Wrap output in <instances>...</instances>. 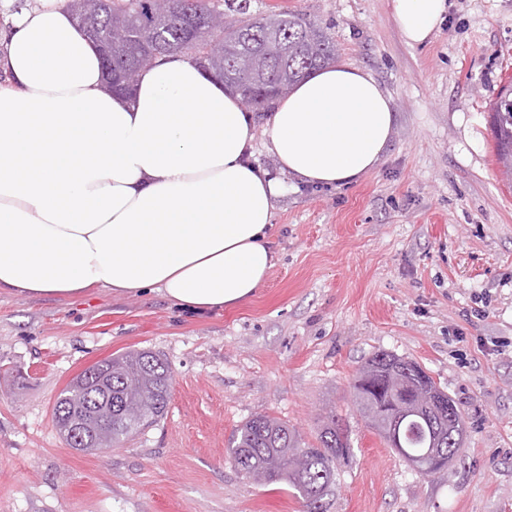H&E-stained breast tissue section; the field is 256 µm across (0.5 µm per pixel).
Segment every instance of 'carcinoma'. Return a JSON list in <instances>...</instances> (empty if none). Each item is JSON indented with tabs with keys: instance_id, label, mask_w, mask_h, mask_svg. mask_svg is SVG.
Masks as SVG:
<instances>
[{
	"instance_id": "obj_1",
	"label": "carcinoma",
	"mask_w": 512,
	"mask_h": 512,
	"mask_svg": "<svg viewBox=\"0 0 512 512\" xmlns=\"http://www.w3.org/2000/svg\"><path fill=\"white\" fill-rule=\"evenodd\" d=\"M158 0H110L91 15L101 35L107 36L116 23L159 52L160 62L171 54L195 61L201 48L186 45L187 26L210 11L223 16V28L209 34L210 40L231 45L233 51L216 56L212 75L240 97L257 100V110L288 93L291 87L313 70L336 60L333 37L303 14L270 10L250 14L247 0H186L183 15L159 22ZM137 48L112 56L116 82L125 81L131 69L140 71ZM491 126L496 162L504 181L512 185V83L501 88L491 104ZM405 369L404 358L379 352L368 358L353 379L352 397L365 396L382 411L389 412L391 375ZM172 371L169 364L152 351H129L103 360L72 379L58 397L53 418L57 428L80 421L77 448L97 452L100 439L116 443L138 434L162 417L171 397ZM112 393V410L94 422L90 420L88 396ZM347 427L330 411L323 417L315 442L307 443L298 430L268 415L248 420L238 431L230 457L238 470L258 485L282 483L303 500L305 512H327L329 496L337 489V465L352 453L350 440H342ZM401 447L394 452L404 461L417 458L436 464L435 448L457 457L459 443L450 441L448 419H425L408 414L399 426Z\"/></svg>"
}]
</instances>
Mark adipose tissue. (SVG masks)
I'll use <instances>...</instances> for the list:
<instances>
[{"mask_svg": "<svg viewBox=\"0 0 512 512\" xmlns=\"http://www.w3.org/2000/svg\"><path fill=\"white\" fill-rule=\"evenodd\" d=\"M447 0H392L409 46ZM0 294L72 297L151 289L200 311L248 303L274 264L280 183L253 160L251 112L181 56L143 69L132 97L106 85L64 0L0 31ZM390 96L365 69L324 67L267 122L281 169L351 185L391 140Z\"/></svg>", "mask_w": 512, "mask_h": 512, "instance_id": "obj_1", "label": "adipose tissue"}]
</instances>
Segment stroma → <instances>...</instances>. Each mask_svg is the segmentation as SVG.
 <instances>
[{
	"label": "stroma",
	"instance_id": "obj_1",
	"mask_svg": "<svg viewBox=\"0 0 512 512\" xmlns=\"http://www.w3.org/2000/svg\"><path fill=\"white\" fill-rule=\"evenodd\" d=\"M429 43L407 46L391 0H250L327 28L337 63L369 71L397 122L374 172L339 189L282 182L275 265L248 304L216 312L163 295L94 289L0 295V512H303L283 485L231 463L237 429L269 414L313 440L326 411L347 425L328 512H512V188L489 104L512 78V0H448ZM149 350L173 371L163 418L108 453L69 448L53 406L95 362ZM418 362L466 435L444 479L413 470L365 425L350 381L371 355Z\"/></svg>",
	"mask_w": 512,
	"mask_h": 512
}]
</instances>
